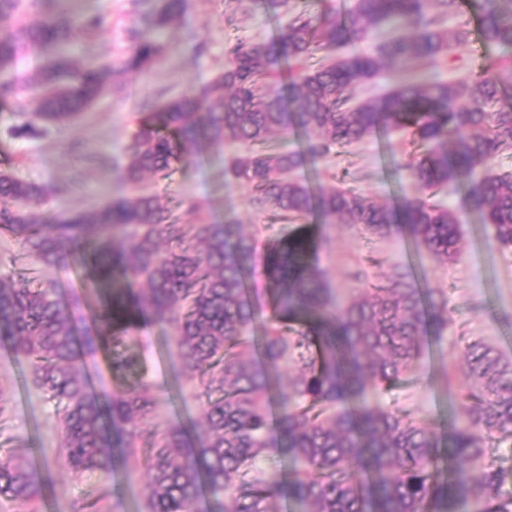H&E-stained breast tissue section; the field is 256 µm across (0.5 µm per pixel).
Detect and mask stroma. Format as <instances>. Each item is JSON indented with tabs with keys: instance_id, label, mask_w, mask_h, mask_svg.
<instances>
[{
	"instance_id": "obj_1",
	"label": "stroma",
	"mask_w": 512,
	"mask_h": 512,
	"mask_svg": "<svg viewBox=\"0 0 512 512\" xmlns=\"http://www.w3.org/2000/svg\"><path fill=\"white\" fill-rule=\"evenodd\" d=\"M69 10L77 19L97 13L106 18L98 34L76 33V43L86 51L100 45L113 52L124 49L129 29L142 24L133 0H70ZM463 20L469 29L466 42L421 70L422 80L462 78L485 68L492 59L512 57V48L489 49L483 45L471 0H462L461 14L449 17L448 30H455ZM286 22V15L263 9L228 20L224 17V0H185L182 14L160 31L159 41L164 48L160 61L132 74L124 86L104 94L69 124L40 122L30 135H13V128L22 125L25 118L18 114L12 99L0 100V171L13 172L46 187L70 185L68 195L49 198L52 206L94 209L107 200L132 196L133 188L120 179L112 161L120 157L144 104H156L184 92L207 98L236 40L270 43ZM399 143V137L394 136L339 148L317 166H303L297 176L317 188L337 185L349 173L365 195L395 205L414 193L406 171L393 163L391 149ZM241 151V145L233 142L202 146L176 165L170 178H147L144 188L169 205L180 198L198 202L201 212L183 216L184 224L235 220L257 242H264L276 231V224L268 215L253 210L247 184L227 171L232 158ZM442 203L459 216L462 224V247L453 262L417 257L405 233L395 232L368 244L343 224L316 227L318 250L313 262L330 287L343 289L354 287L351 273L355 269H365L372 280L380 281L399 267L411 266L428 287L447 289L454 320L449 335L484 339L512 360V250L501 248L492 231L480 224L464 188L448 191ZM37 272L58 283L61 299L71 306L78 334L93 331L92 309L97 298L77 273L72 259L44 270L15 241L0 239V276L29 279ZM170 334V327L149 322L141 325L133 340L123 343L122 348L139 356V376L153 384L158 393L162 419L187 424L197 418L199 406L181 396L182 362ZM455 358V351L430 347L424 353L423 366L431 382L384 395L383 403L399 401L438 422L448 421L452 408L448 390L438 375L442 366ZM28 371L27 364L16 359L10 339L0 328V385L15 390L9 417L0 426V449L10 450L15 439H24L21 455L50 471L52 483L37 512H73L87 481L74 478L60 465L56 404L27 386Z\"/></svg>"
}]
</instances>
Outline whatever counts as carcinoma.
Returning <instances> with one entry per match:
<instances>
[{"label":"carcinoma","mask_w":512,"mask_h":512,"mask_svg":"<svg viewBox=\"0 0 512 512\" xmlns=\"http://www.w3.org/2000/svg\"><path fill=\"white\" fill-rule=\"evenodd\" d=\"M260 0H224V13H248ZM482 41L512 47V0H475ZM289 13L276 39L239 40L201 100L184 93L138 113L118 164L124 181L170 176L202 145L240 143L229 171L250 187L259 213L283 222L265 245L270 283L262 308L249 278L257 242L236 224H198L190 235L154 194L114 199L90 211L35 208L69 186L48 189L0 174V237L9 235L44 266L76 252L87 278L112 285V301L93 310L94 335L78 337L51 280L20 286L0 276V321L28 384L56 402L59 457L76 478L139 472L146 477L144 512H196L207 494L219 512H512V471L492 457V444L512 437V361L480 340L462 347L452 368L468 384L448 387L455 420L442 446L439 425L391 407L382 393L429 381L425 346L445 342L448 292L427 288L411 267L386 283L338 296L310 257L311 220L346 224L365 238L403 230L415 252L452 261L461 224L435 200L464 181L481 223L512 248V170L490 171L489 159L512 151V106L484 68L469 79L399 85L356 98L382 66L434 62L468 32L444 27L459 0H354L345 15H319L278 0ZM184 0L146 11L150 29L130 32L125 52L74 60L67 0H0V93H14L20 113L64 125L88 110L127 75L154 66V31L177 18ZM381 26L392 35L374 55L329 53L367 39ZM48 53L31 74L19 71L26 51ZM299 69L288 92L270 83L276 71ZM398 132L418 153L404 164L420 195L393 207L356 187L313 189L294 177L346 148ZM293 137L294 150L276 145ZM169 324L183 360L181 391L200 405L184 427L160 420L152 384L104 397L77 367L78 346L94 350L122 341L143 320ZM140 359L115 354L112 371L134 373ZM288 472L279 468L281 459ZM48 476L30 462L0 454V496L16 512H35Z\"/></svg>","instance_id":"carcinoma-1"}]
</instances>
